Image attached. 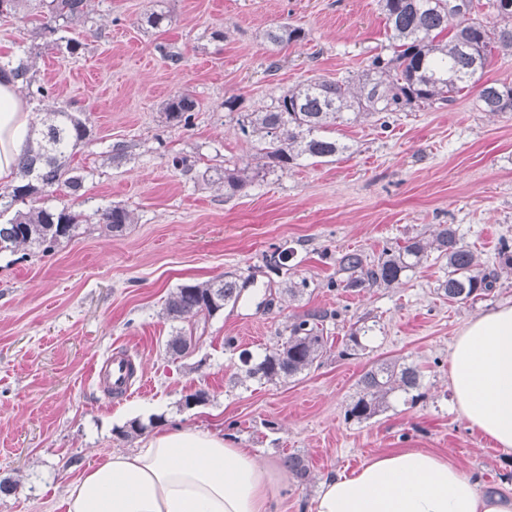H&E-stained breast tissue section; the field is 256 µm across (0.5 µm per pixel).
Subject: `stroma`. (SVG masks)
I'll return each mask as SVG.
<instances>
[{"label": "stroma", "instance_id": "obj_1", "mask_svg": "<svg viewBox=\"0 0 512 512\" xmlns=\"http://www.w3.org/2000/svg\"><path fill=\"white\" fill-rule=\"evenodd\" d=\"M88 9V21L66 32L84 45L74 57L33 37L24 14L0 17V61L31 53L50 91L30 101L32 112L65 106L92 126L72 159L82 189H59L49 205L91 217L120 204L138 222L119 236L87 229L48 253L0 254V481L16 485L0 493V512H65L72 482L113 451L137 447L118 428L153 416L166 428L224 433L275 464L278 512H313L325 476L351 473L393 448L431 451L512 491V453L469 428L448 387L457 331L512 299V271L473 305L437 295L444 271L432 262L393 288L333 285L342 252L373 259L437 224L454 225L494 262L500 241L512 242V112L481 111L475 92L465 91L440 109L398 113L384 130L350 124L339 131L349 150L336 162L274 168L229 197L208 177L251 155L244 114L309 78L363 69L383 52L377 0H90ZM159 9L171 25L147 27L144 17ZM283 22L302 26L306 40H262ZM168 51L182 54L179 68L166 63ZM179 90L199 102L187 128L161 115ZM231 96L239 100L232 112L224 107ZM119 142L126 156L117 161ZM177 157L189 170L173 166ZM277 248L292 249L291 277L307 283L297 298L282 296V277L265 266ZM226 273L253 282L199 327L192 356L171 360L167 296ZM313 311L329 312L324 333L337 341L356 321L375 325L369 355L333 352L285 383L238 382L240 351L263 353ZM116 354L136 365L120 396L92 371ZM377 358L418 365L425 399L410 407L396 398L371 420L345 421L360 375ZM197 390L207 401L181 408L183 395ZM290 453L305 457L309 481L284 467Z\"/></svg>", "mask_w": 512, "mask_h": 512}]
</instances>
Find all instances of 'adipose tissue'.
<instances>
[{
  "label": "adipose tissue",
  "instance_id": "ef3b65f1",
  "mask_svg": "<svg viewBox=\"0 0 512 512\" xmlns=\"http://www.w3.org/2000/svg\"><path fill=\"white\" fill-rule=\"evenodd\" d=\"M34 117L11 76L0 77V183L13 180ZM452 407L468 426L512 452V303L467 321L449 352ZM271 465L223 434L155 430L71 484L66 512H272ZM314 512H512V493L435 453L409 448L321 481Z\"/></svg>",
  "mask_w": 512,
  "mask_h": 512
}]
</instances>
